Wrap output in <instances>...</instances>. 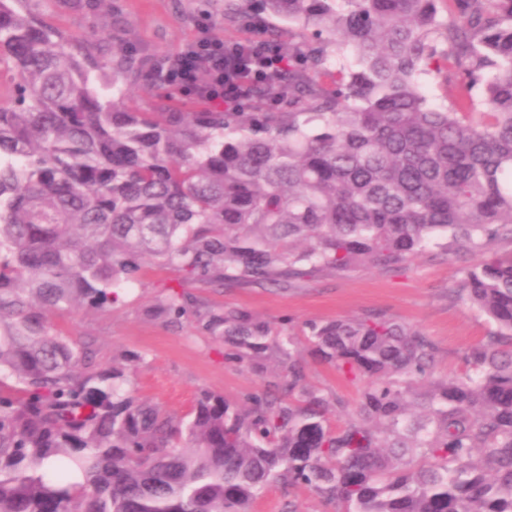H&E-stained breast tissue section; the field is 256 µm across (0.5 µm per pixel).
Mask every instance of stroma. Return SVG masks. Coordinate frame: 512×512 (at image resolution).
I'll return each instance as SVG.
<instances>
[{
    "instance_id": "1",
    "label": "stroma",
    "mask_w": 512,
    "mask_h": 512,
    "mask_svg": "<svg viewBox=\"0 0 512 512\" xmlns=\"http://www.w3.org/2000/svg\"><path fill=\"white\" fill-rule=\"evenodd\" d=\"M236 4L235 21L224 18V7ZM28 7L45 22L93 44L107 54L123 47L147 59L144 71L151 90L126 85L125 102L141 111H154L160 94H172L176 112L206 108L186 92H173L160 71L161 64L204 37L224 40H296L297 29L287 19L271 15L262 0H29ZM477 255L459 257L427 248L396 273L359 268L338 276L319 277L297 288L225 287L208 292L215 305L245 306L273 321L289 320L291 332L311 321L352 318L370 311L394 316L428 336L437 348L436 375H460L467 366L464 353L494 329V325L464 302L450 298L460 287L465 267ZM169 270L145 266L140 283L114 309H83L52 315L53 327L65 335L92 341L101 362L139 355L131 366L136 397L177 415H186L200 390L241 399L261 381L251 372L225 362L224 348L200 335L193 321L166 326L149 311L162 284L175 283ZM299 512H336L305 489L271 488L252 512H285L288 504Z\"/></svg>"
}]
</instances>
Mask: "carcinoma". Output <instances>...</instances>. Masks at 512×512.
Wrapping results in <instances>:
<instances>
[{
    "label": "carcinoma",
    "mask_w": 512,
    "mask_h": 512,
    "mask_svg": "<svg viewBox=\"0 0 512 512\" xmlns=\"http://www.w3.org/2000/svg\"><path fill=\"white\" fill-rule=\"evenodd\" d=\"M265 2L314 41L271 39L288 63L247 107L137 112L119 82L141 60L115 50L98 85L87 44L0 0V512H250L273 484L336 512H512V252L483 254L512 244V0ZM440 239L482 253L454 296L497 325L455 377L384 313L297 336L184 288L395 273ZM146 263L180 275L155 300L167 326L195 318L270 379L176 416L47 321L115 307ZM308 356L357 384L354 412ZM422 84L429 98L436 104L448 105L456 93L454 84L445 82L442 76L425 77Z\"/></svg>",
    "instance_id": "carcinoma-1"
}]
</instances>
